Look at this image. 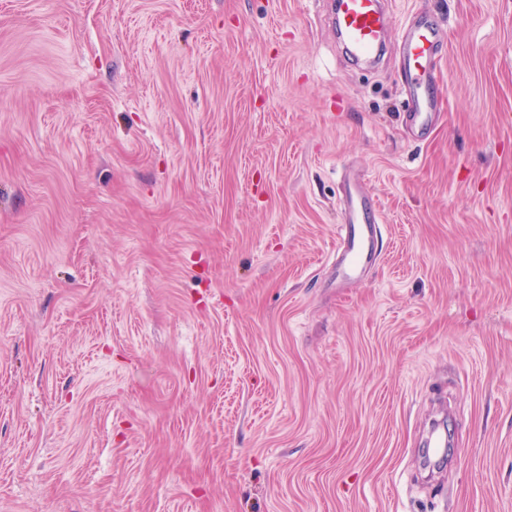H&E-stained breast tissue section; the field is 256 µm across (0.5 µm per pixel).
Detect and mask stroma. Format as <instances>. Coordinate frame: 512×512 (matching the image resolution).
<instances>
[{
    "label": "stroma",
    "instance_id": "35a3bbf8",
    "mask_svg": "<svg viewBox=\"0 0 512 512\" xmlns=\"http://www.w3.org/2000/svg\"><path fill=\"white\" fill-rule=\"evenodd\" d=\"M388 2L368 69L325 0H0V512H512V0ZM438 30L425 12L414 16L404 27L401 47L405 68L412 83L407 96V107L414 125L424 128L431 113L437 112L438 94L430 88L429 70L440 46ZM342 187L345 218L338 226L336 279L351 280L377 261L380 227L373 197L349 176L344 177Z\"/></svg>",
    "mask_w": 512,
    "mask_h": 512
}]
</instances>
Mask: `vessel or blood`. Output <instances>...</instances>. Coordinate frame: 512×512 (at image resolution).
<instances>
[{"label":"vessel or blood","instance_id":"vessel-or-blood-1","mask_svg":"<svg viewBox=\"0 0 512 512\" xmlns=\"http://www.w3.org/2000/svg\"><path fill=\"white\" fill-rule=\"evenodd\" d=\"M336 26L349 52L367 64L379 62L385 32L391 23L386 0H336ZM440 35L426 13H418L403 30L401 47L404 65L412 83L407 97L414 125L426 127L436 112L438 95L430 88L429 70L438 54ZM345 218L338 227L336 276L351 280L375 263L380 227L377 206L352 178H344Z\"/></svg>","mask_w":512,"mask_h":512}]
</instances>
